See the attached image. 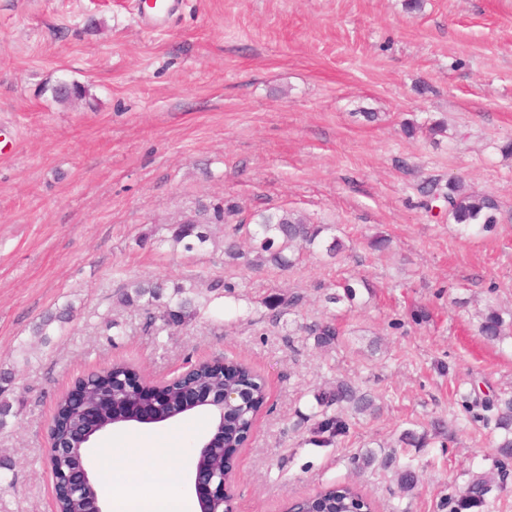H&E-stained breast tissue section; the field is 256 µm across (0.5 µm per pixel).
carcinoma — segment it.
<instances>
[{
	"label": "carcinoma",
	"mask_w": 512,
	"mask_h": 512,
	"mask_svg": "<svg viewBox=\"0 0 512 512\" xmlns=\"http://www.w3.org/2000/svg\"><path fill=\"white\" fill-rule=\"evenodd\" d=\"M424 193L435 199H443L448 205V216L454 223L468 230L474 226L487 227L497 222L496 200L465 187L462 180L450 178L446 183L438 179L428 182ZM237 209L222 200L202 205L198 213L177 221L167 227V241L173 249L185 252L200 251L208 245H217L212 231L214 227L232 223ZM330 224H316L306 216L288 210L275 213H261L248 230L250 245L248 250L240 248L236 241L224 240V255L231 263L245 269L273 267L281 271L298 266L305 257L317 253L330 259L341 261L346 251L344 241L337 235H328ZM196 286L175 283L171 286L153 280H133L126 285V291L118 297L122 305H135L143 308L156 307L160 310V320L165 327H180L191 321L196 315L193 298L189 294ZM297 295H276L264 300L266 307L290 309L298 305ZM72 306L67 305L41 317L33 329L34 335L48 342L49 330L55 324H63L70 319ZM479 332L488 341H499L505 336L506 320L501 309L488 305L478 312ZM318 348L330 347L339 340L340 331L335 320H326L309 328ZM190 380L196 387H245L247 388L246 406L224 409V431L230 438L237 436L242 429L251 424V417L264 405L267 398L266 381L256 370L245 363H235V367L224 375H219L210 367L200 364L191 373ZM85 392L82 405L74 406L66 399L58 404V417L53 428V437L58 441L73 438V430L86 407L97 408L101 413V426L112 429V425H122L133 417L125 415L123 398L125 393L112 391V408H107L101 397V382L98 379L81 381ZM322 410L313 414L314 423L310 429L309 442L314 445H331L346 434L348 422L341 409L348 407L358 413L373 411V399L358 387L346 380H339L336 386L322 390L315 395ZM336 406L340 411L327 413V409ZM485 408L496 410L494 429L501 431L496 445L499 458L496 466L503 468L512 460V395L498 396L485 400ZM490 492L489 481L476 478L459 489L453 512H467L472 508L488 505L486 496ZM309 512H376L374 503L353 484L343 483L325 487L316 497L303 501ZM104 507L100 483L85 493L62 495L57 500L58 512H99Z\"/></svg>",
	"instance_id": "cac0c4a2"
}]
</instances>
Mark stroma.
Wrapping results in <instances>:
<instances>
[{
    "label": "stroma",
    "mask_w": 512,
    "mask_h": 512,
    "mask_svg": "<svg viewBox=\"0 0 512 512\" xmlns=\"http://www.w3.org/2000/svg\"><path fill=\"white\" fill-rule=\"evenodd\" d=\"M137 4L0 0V375L14 410L0 426L13 463L0 512H52L47 432L77 379L125 362L161 381L205 360L248 363L267 383L238 460V512H284L346 482L380 512H450L443 499L485 473L490 512H512V464L495 470L493 425L462 405L512 391V335L487 341L476 317L512 311V155L499 150L512 139V0H424L413 13L403 0H183L155 28ZM62 82L84 96L60 101ZM439 118V140L404 132ZM451 176L497 200L491 229L462 235L422 195L427 178ZM216 198L247 224L291 210L333 225L347 258L246 271L220 245L173 250L166 225ZM378 233L389 251L369 248ZM350 277L354 303L327 302ZM137 278L235 290L157 334L117 302ZM275 294L302 304L271 320ZM67 304L71 320L41 343L34 324ZM329 318L341 336L316 348L304 328ZM340 380L378 411L347 412L344 436L309 444L314 396ZM139 431L185 448L168 468L191 492L208 418ZM407 431L427 445H403ZM369 451L375 463L354 469ZM407 466L420 477L410 492L396 481Z\"/></svg>",
    "instance_id": "obj_1"
}]
</instances>
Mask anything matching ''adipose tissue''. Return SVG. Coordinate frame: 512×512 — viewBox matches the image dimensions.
Returning <instances> with one entry per match:
<instances>
[{
	"label": "adipose tissue",
	"instance_id": "ef3b65f1",
	"mask_svg": "<svg viewBox=\"0 0 512 512\" xmlns=\"http://www.w3.org/2000/svg\"><path fill=\"white\" fill-rule=\"evenodd\" d=\"M180 449L169 447L151 449L153 464L131 459L112 469V512H195L196 504L176 488L170 473L162 463L163 458L180 456ZM151 476L157 487L153 495L141 491L142 476Z\"/></svg>",
	"mask_w": 512,
	"mask_h": 512
}]
</instances>
